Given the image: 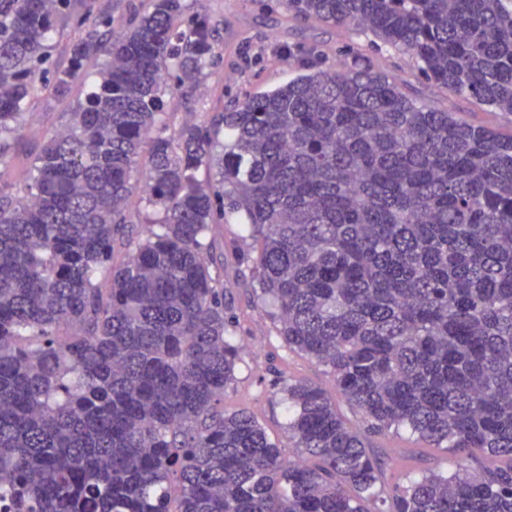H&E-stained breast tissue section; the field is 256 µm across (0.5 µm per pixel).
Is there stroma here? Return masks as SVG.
I'll return each mask as SVG.
<instances>
[{
    "instance_id": "obj_1",
    "label": "stroma",
    "mask_w": 512,
    "mask_h": 512,
    "mask_svg": "<svg viewBox=\"0 0 512 512\" xmlns=\"http://www.w3.org/2000/svg\"><path fill=\"white\" fill-rule=\"evenodd\" d=\"M200 7L214 25L213 44L223 63L197 90L193 109H185L179 98L169 99V111L179 118L203 120L243 94L279 86L305 69L324 68L343 59L388 76L417 101L434 104L475 125L504 134L512 132L511 117L424 80L411 52L390 47L370 50L372 35L359 27L296 19L284 0H200ZM64 112V105L56 101H32L20 131L21 149L0 172L1 179L23 182L28 152L37 149L47 133L66 127ZM213 235L224 248V297L236 315L234 334L240 344L255 347L254 352L244 353L236 380L224 393L225 412L254 414L273 440L287 444L288 402L276 381L291 378L323 389L341 417L348 424H356L358 417L338 392L330 370L306 356L281 349L274 325L254 297L239 261L241 255L253 252L252 241L241 225H215ZM370 444L395 456L396 462L387 473L392 482L406 481L422 470L445 472L455 467L447 449L428 446L403 431L374 436Z\"/></svg>"
}]
</instances>
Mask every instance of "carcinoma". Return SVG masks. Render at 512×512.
Here are the masks:
<instances>
[{"instance_id": "1", "label": "carcinoma", "mask_w": 512, "mask_h": 512, "mask_svg": "<svg viewBox=\"0 0 512 512\" xmlns=\"http://www.w3.org/2000/svg\"><path fill=\"white\" fill-rule=\"evenodd\" d=\"M286 4L512 116V0ZM212 37L188 0H147L119 31L91 0H0V164L33 99L72 104L23 182L0 173L13 512H512V465L391 484L369 444L408 429L512 460V133L356 65L176 126L163 97L191 103L221 62ZM232 219L281 347L328 367L360 416L283 382L294 459L220 408L242 346L212 229Z\"/></svg>"}]
</instances>
